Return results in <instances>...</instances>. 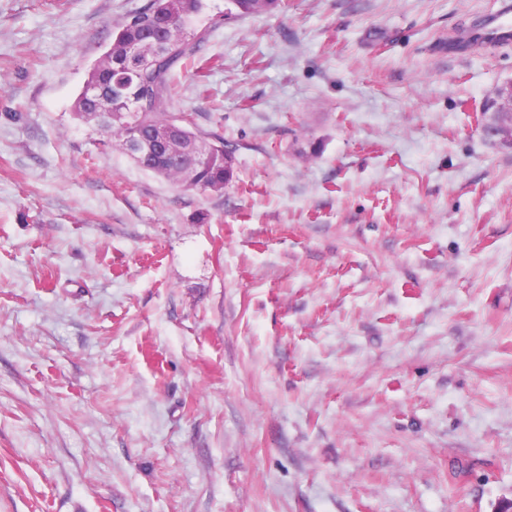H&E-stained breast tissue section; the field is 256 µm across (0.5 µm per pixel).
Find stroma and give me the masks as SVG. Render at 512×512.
I'll list each match as a JSON object with an SVG mask.
<instances>
[{
    "label": "stroma",
    "instance_id": "35a3bbf8",
    "mask_svg": "<svg viewBox=\"0 0 512 512\" xmlns=\"http://www.w3.org/2000/svg\"><path fill=\"white\" fill-rule=\"evenodd\" d=\"M147 2L0 0V512H499L512 44L448 54L499 0H207L220 195L73 116ZM229 5L225 6L224 12L228 10L225 17L233 19L263 13H273L288 9V0H226ZM229 7L227 10L226 8ZM224 12H219V18L212 21V27L219 26L224 21ZM497 113H493L495 122L481 126L483 133L499 137L501 143L512 145V82L498 89L495 97Z\"/></svg>",
    "mask_w": 512,
    "mask_h": 512
}]
</instances>
